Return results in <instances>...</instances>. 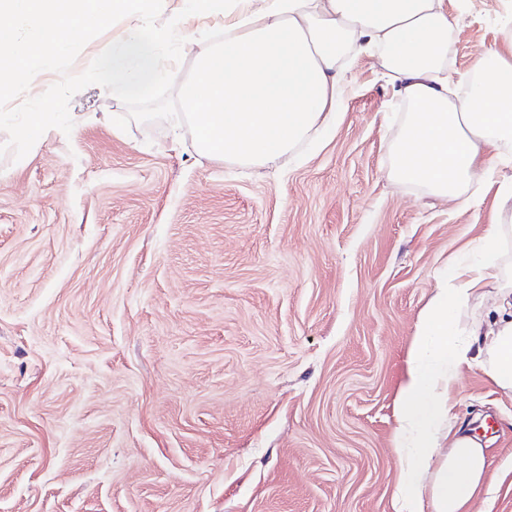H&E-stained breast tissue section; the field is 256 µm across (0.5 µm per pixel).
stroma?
<instances>
[{
    "label": "stroma",
    "instance_id": "obj_1",
    "mask_svg": "<svg viewBox=\"0 0 512 512\" xmlns=\"http://www.w3.org/2000/svg\"><path fill=\"white\" fill-rule=\"evenodd\" d=\"M446 3L461 88L512 17ZM119 31L74 30L0 112V512H403L406 353L495 189L462 206L390 177L397 96L367 55L279 165L201 158L166 82L119 95L91 66ZM33 108L65 129L31 148ZM457 397L490 426L472 512H512V395L473 366Z\"/></svg>",
    "mask_w": 512,
    "mask_h": 512
}]
</instances>
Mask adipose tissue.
<instances>
[{
	"mask_svg": "<svg viewBox=\"0 0 512 512\" xmlns=\"http://www.w3.org/2000/svg\"><path fill=\"white\" fill-rule=\"evenodd\" d=\"M164 0H0V96L24 94L81 29L105 19L120 35L92 59L131 95L172 76V131L189 128L200 156L249 167L275 164L332 126L348 83L343 64L377 58L406 104L392 147L393 178L437 198L473 204L471 186L512 165V42L483 52L469 91L451 97L446 0H179L164 25L147 20ZM193 55L172 75L164 47ZM496 222L472 258L451 264L421 310L399 386L394 452L410 512H470L485 488L487 454L468 430L447 432L459 371L477 366L512 394V180L499 183ZM490 298L487 319L465 320Z\"/></svg>",
	"mask_w": 512,
	"mask_h": 512,
	"instance_id": "1",
	"label": "adipose tissue"
}]
</instances>
